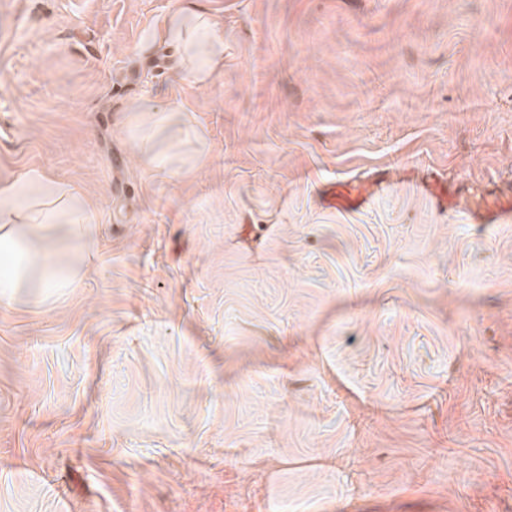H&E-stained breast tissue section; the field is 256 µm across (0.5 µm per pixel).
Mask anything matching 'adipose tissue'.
Segmentation results:
<instances>
[{"label":"adipose tissue","mask_w":512,"mask_h":512,"mask_svg":"<svg viewBox=\"0 0 512 512\" xmlns=\"http://www.w3.org/2000/svg\"><path fill=\"white\" fill-rule=\"evenodd\" d=\"M144 50H162L172 68L185 81L209 87L224 69V29L211 16L190 5L170 11L143 45ZM140 113L155 118L145 135L139 160L162 172L171 160L153 152L150 144L178 116L177 109H158L153 98H140L134 105ZM64 226V238L75 241L81 257L98 253L100 226L93 203L72 184L48 171L30 167L10 180L0 181V302L15 300L23 288H74L82 281L78 265L64 269L31 258L27 237L41 234L43 252H51L57 240L53 228Z\"/></svg>","instance_id":"1"}]
</instances>
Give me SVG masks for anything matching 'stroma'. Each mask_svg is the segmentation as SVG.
<instances>
[{
	"label": "stroma",
	"instance_id": "1",
	"mask_svg": "<svg viewBox=\"0 0 512 512\" xmlns=\"http://www.w3.org/2000/svg\"><path fill=\"white\" fill-rule=\"evenodd\" d=\"M181 2L0 0V180L102 226L0 307V512H512V223L469 215L512 194V0H193L206 89L141 49ZM146 95L206 140L178 173ZM155 100L150 97L140 98L133 107V112H140L142 114H152V117H158L154 122L150 131L142 138L141 150L139 152V160L145 166L157 171L162 172L172 163V160L161 153H153L152 147L147 146V143L152 142L161 131L165 130L171 124L177 122L176 118L178 112H185L181 107H174L171 109L160 110L154 104ZM166 112H168L166 114ZM388 182L383 174L375 173L366 180L349 179L332 183L320 195L324 208L340 212L359 211L379 192L387 189Z\"/></svg>",
	"mask_w": 512,
	"mask_h": 512
}]
</instances>
